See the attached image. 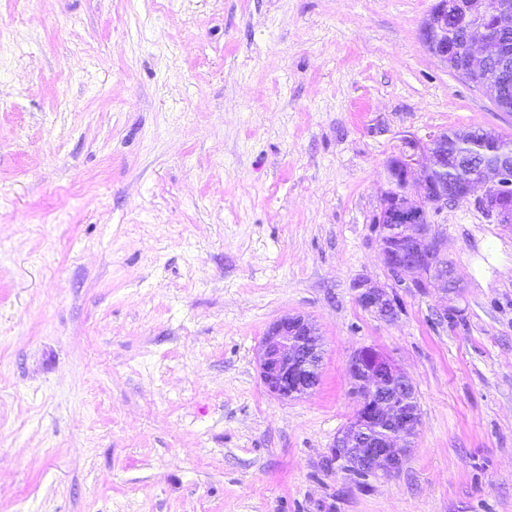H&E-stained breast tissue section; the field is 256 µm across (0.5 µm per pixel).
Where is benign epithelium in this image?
Masks as SVG:
<instances>
[{
  "mask_svg": "<svg viewBox=\"0 0 512 512\" xmlns=\"http://www.w3.org/2000/svg\"><path fill=\"white\" fill-rule=\"evenodd\" d=\"M422 39L440 63L512 112V0H435ZM485 135L493 138L495 132L475 128L457 132L456 138L459 145L471 146ZM445 137L444 132L432 136L413 165L392 161V187L372 219L396 288H424L427 277L447 293L458 285L454 267L442 257V241L429 236V211L466 201L480 187L477 203L512 230V150L454 165L440 149ZM358 301L384 319L396 315L383 288L363 286ZM323 358L315 325L301 315L282 316L270 323L261 343V380L279 398L300 397L319 385ZM348 372L356 395L354 422L338 434L330 453L355 457L368 476L396 473L420 425L412 381L371 347L351 355Z\"/></svg>",
  "mask_w": 512,
  "mask_h": 512,
  "instance_id": "obj_1",
  "label": "benign epithelium"
}]
</instances>
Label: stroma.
<instances>
[{"label":"stroma","mask_w":512,"mask_h":512,"mask_svg":"<svg viewBox=\"0 0 512 512\" xmlns=\"http://www.w3.org/2000/svg\"><path fill=\"white\" fill-rule=\"evenodd\" d=\"M433 3L0 0V512H512V231L431 214L451 295L392 287L372 233L392 159L512 131L429 54ZM285 314L325 349L288 400ZM363 347L421 417L364 483L326 465ZM362 288L358 295V301L362 307L374 311L384 319L394 318L396 315L394 302L385 289L370 285H363ZM323 358L315 325L301 315L281 316L270 323L261 343V380L279 398L300 397L319 385Z\"/></svg>","instance_id":"obj_1"}]
</instances>
